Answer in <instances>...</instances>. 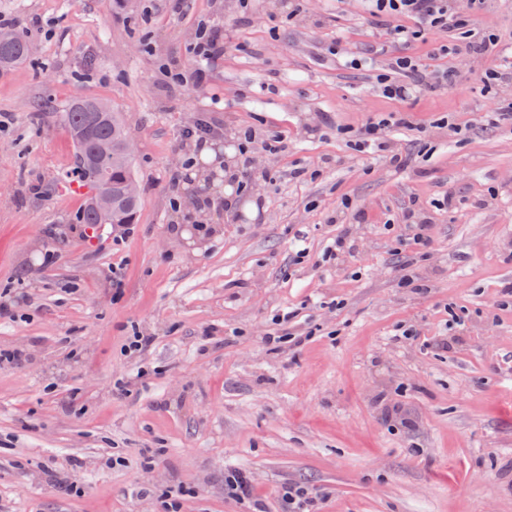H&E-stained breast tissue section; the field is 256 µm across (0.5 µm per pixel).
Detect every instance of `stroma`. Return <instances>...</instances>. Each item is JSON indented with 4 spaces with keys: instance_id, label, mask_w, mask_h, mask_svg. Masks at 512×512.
<instances>
[{
    "instance_id": "1",
    "label": "stroma",
    "mask_w": 512,
    "mask_h": 512,
    "mask_svg": "<svg viewBox=\"0 0 512 512\" xmlns=\"http://www.w3.org/2000/svg\"><path fill=\"white\" fill-rule=\"evenodd\" d=\"M139 4L127 16L112 0H0L35 56L0 77V298L14 304L0 349L28 355L0 365V512H164L178 485L182 512H252L224 494L233 468L266 512H286L289 485L318 512H512V123L484 120L512 81H481L512 64V0L479 15L498 38L487 53L458 54L454 29L413 44L459 79L405 101L376 86L395 49L365 0H305L293 16L287 0H252L246 22L238 0L176 16ZM201 17L224 57L203 84L169 86L160 67L193 68ZM80 97L112 104L137 144L130 234L76 222L88 189L65 178L61 111ZM393 112L413 122L391 135L404 169L337 133ZM203 115L221 129L216 160L172 186L195 153L181 132ZM242 127L287 151L242 156ZM227 157L255 173L231 211L223 182L202 179ZM414 204L424 258L404 221ZM344 229L354 254L328 257ZM408 274L428 293L400 287ZM135 329L154 337L148 351L127 352Z\"/></svg>"
}]
</instances>
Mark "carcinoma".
I'll return each mask as SVG.
<instances>
[{"label":"carcinoma","mask_w":512,"mask_h":512,"mask_svg":"<svg viewBox=\"0 0 512 512\" xmlns=\"http://www.w3.org/2000/svg\"><path fill=\"white\" fill-rule=\"evenodd\" d=\"M31 37L13 28L0 27V74L33 60ZM63 125L76 146V166L72 175L90 189L77 216V223L132 224L139 211L141 194L128 191L137 180L134 158L126 156L129 137L122 114L105 102L82 99L69 103L62 113ZM112 196V208L97 206L98 194Z\"/></svg>","instance_id":"carcinoma-1"}]
</instances>
